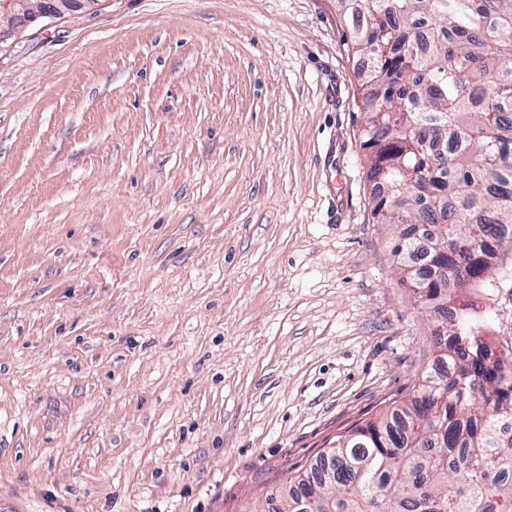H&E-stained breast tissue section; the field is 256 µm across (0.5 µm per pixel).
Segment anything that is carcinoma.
<instances>
[{
	"mask_svg": "<svg viewBox=\"0 0 512 512\" xmlns=\"http://www.w3.org/2000/svg\"><path fill=\"white\" fill-rule=\"evenodd\" d=\"M361 145L378 224L403 227L399 282L444 317L409 394L288 472L266 512H512V349L453 293L512 249V0H363Z\"/></svg>",
	"mask_w": 512,
	"mask_h": 512,
	"instance_id": "cac0c4a2",
	"label": "carcinoma"
}]
</instances>
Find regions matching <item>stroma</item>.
Instances as JSON below:
<instances>
[{"label": "stroma", "mask_w": 512, "mask_h": 512, "mask_svg": "<svg viewBox=\"0 0 512 512\" xmlns=\"http://www.w3.org/2000/svg\"><path fill=\"white\" fill-rule=\"evenodd\" d=\"M336 0H99L0 46V512H254L410 392ZM512 347V252L485 306Z\"/></svg>", "instance_id": "35a3bbf8"}]
</instances>
